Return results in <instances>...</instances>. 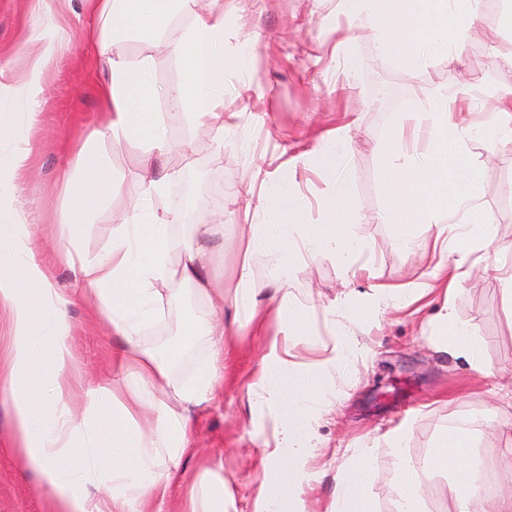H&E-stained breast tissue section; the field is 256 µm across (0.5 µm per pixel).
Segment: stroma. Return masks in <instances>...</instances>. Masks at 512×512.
Here are the masks:
<instances>
[{"label": "stroma", "instance_id": "35a3bbf8", "mask_svg": "<svg viewBox=\"0 0 512 512\" xmlns=\"http://www.w3.org/2000/svg\"><path fill=\"white\" fill-rule=\"evenodd\" d=\"M262 5V14L250 23L262 41L249 66L224 70V110L233 116L231 128L219 137L205 122L188 123L175 111L167 115V136L180 174L152 206L182 215L172 230V263H179L186 249H198L205 254L206 271L199 282L164 292L160 318L141 338L144 345L161 348L196 324L198 335L170 369L173 380L188 378L209 359L207 322L216 313L228 322L236 314L229 299L221 311H213L208 299L211 274L232 273L241 258H248L262 328L255 336L232 331L225 336L223 376L211 400L188 412L192 451L181 462L188 479L223 466L225 491L234 498L237 512H254L259 493L273 486V475L264 469L253 439L256 429L269 426L274 412L258 385L265 341L276 329L273 306L285 298L314 314L317 335L300 337L293 349L298 362L309 364L332 341L330 309L342 294L361 300L380 284L429 281L437 262L429 230L417 228L418 254L412 258L393 243L397 225L383 218L389 201L382 189L379 146L398 113L426 105L435 89L473 77L478 69L486 72L479 80L482 88L512 82L507 65L512 27L493 25L487 14L463 42L459 60L438 57L410 72L379 54L369 33H357L348 59H333L332 45L348 30L346 20L337 15L336 0H263ZM35 7L34 0H0V65L17 76L26 53L34 49ZM95 69L93 57L73 54L44 71L46 98L37 121L18 133L29 141L31 152L16 176L20 207L41 214L40 256L57 288L73 296L69 319L74 364L86 386L111 383L112 353L121 340L99 315L86 284L57 261L54 236L62 173L103 117ZM492 117L491 109L478 107L454 114L451 121L479 166L480 202L492 224L488 262L512 264V143L492 146L471 133L473 126ZM346 125L351 140L337 143L335 166L312 157V150ZM109 153L112 178L121 189L105 191L103 204L78 235L79 247L90 255L110 243L113 225L130 220L138 191L140 144L133 140ZM268 180L293 186L313 224L323 220V198L336 185L349 188L357 210L350 234L360 248L362 267L356 278L342 281L335 261L314 258L283 281L274 273L270 254L247 250L244 215ZM197 224L213 225V234L199 236L193 230ZM439 298L434 291L416 307L387 309L375 323L344 321L351 353L331 384L315 394L324 412L317 427L320 446L312 459L317 478L306 490L309 512H330L338 470L361 448L371 456L364 490L375 512H396L399 461L428 458L449 419L497 404L499 387L512 382V307L504 302L499 281L489 275L462 283L453 298L457 319L480 342L487 368L483 374L457 353L437 351L431 344L428 322ZM403 423L408 435L398 453L388 433ZM15 446L12 406L0 395V512H50L49 494L32 471L18 465Z\"/></svg>", "mask_w": 512, "mask_h": 512}]
</instances>
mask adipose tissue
Masks as SVG:
<instances>
[{
  "instance_id": "adipose-tissue-1",
  "label": "adipose tissue",
  "mask_w": 512,
  "mask_h": 512,
  "mask_svg": "<svg viewBox=\"0 0 512 512\" xmlns=\"http://www.w3.org/2000/svg\"><path fill=\"white\" fill-rule=\"evenodd\" d=\"M36 49L27 55V75L16 79L0 67V104L17 107V120L33 124L44 93L41 77L49 63L73 52L65 40L52 7L53 0H37ZM198 0H82L88 18L84 46L97 56L107 77L99 85L106 118L94 129L75 155L73 169L82 181L79 196L68 198L62 208L58 252L62 262L76 270L95 294L100 314L114 335L124 342L115 356V384L85 393L87 407L76 413L72 406L75 374L69 342L68 293L56 288L40 262L33 245L30 224L14 209H0V304L7 307L6 370L0 374V394L10 398L18 439L17 459L33 471L40 486L51 495L54 512H151L155 496L165 494L168 480L163 462L178 463L190 448L189 419L185 408L198 406L212 395L217 383V360L223 359L221 344L228 331L222 317L209 320L206 331L216 346L212 359L189 380L172 382L170 366L184 342L196 334L188 326L181 341L167 348L143 346L141 335L158 315L163 287L197 280L198 254L187 251L180 264L170 261L171 229L180 220L175 212L157 213L152 199L163 193L168 176H156L154 158L168 155L172 146L161 133L164 108L184 113L189 122L205 121L223 135L227 121L224 101L216 89L222 83L224 64L249 61V47L232 45L224 26V11L211 5L197 10ZM340 9L362 32L378 34V49L387 52L402 47L398 64L413 69L435 47L457 53L463 31L478 20L483 0H339ZM190 17L181 36L168 40L167 48L185 68V81L172 88L165 105H158L155 87L148 76V60L132 61L109 49L113 35L132 30L147 48H154L174 18ZM438 111L401 113L396 127L380 147L383 186L395 206L386 217L399 231L396 245L405 253L415 247L412 225L434 228L433 252L439 260L432 272L444 283L443 299L432 321L433 338L452 348L474 369H481L478 339L456 319L453 296L457 286L473 271L481 270L483 250L490 244L487 225L470 224L456 235L448 233V217L476 213L478 172L467 145L456 138L448 116L457 106L476 99L495 101L496 118L477 127L476 133L492 142L512 143V83L487 91L469 83L438 93ZM138 140L148 146L138 183V199L129 222L112 227L106 250L90 256L76 243L78 228L102 200L108 185V146ZM292 187L279 183L265 191L259 203L266 216L263 224L250 225L249 245L262 249L276 261L278 275L306 265L308 250L336 261L341 277L355 276V245L349 225L354 211L347 187H336L325 198L328 215L324 224H309L295 218L277 223L286 201L294 199ZM235 306L239 311L235 331L246 336L258 312L249 264L238 266L232 276ZM430 283L412 289L380 287L369 301L352 304L342 300L340 316L374 320L386 309L404 307L413 293L422 297L432 291ZM312 315L292 305L279 318L275 333L266 341L261 377L270 399L277 406L271 433L259 434L257 444L272 460L274 491L260 494L254 512H307L303 487L311 472L309 460L318 445L316 426L321 417L312 393L323 375L336 370L346 359L343 343L326 348L313 364L294 361V337L308 334ZM171 388L177 407L158 402V389ZM479 433L465 427L444 432L432 456L423 463L400 461L397 512H424L419 492L421 469L448 477L447 494L453 512H512V448L499 460L506 480L495 494H487L478 454ZM370 456L360 450L344 463L336 481L331 512H373L364 493ZM184 512H229L222 472L208 469L193 480Z\"/></svg>"
}]
</instances>
